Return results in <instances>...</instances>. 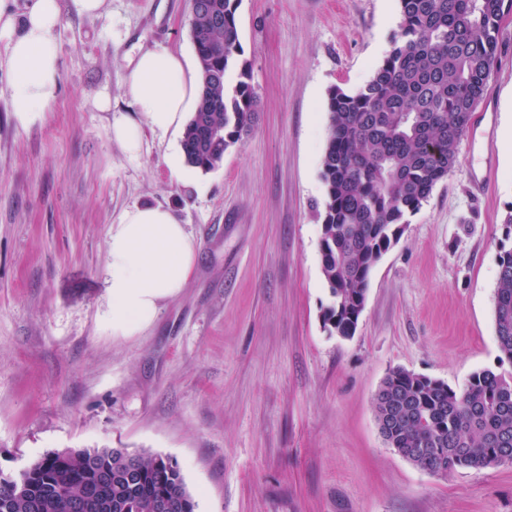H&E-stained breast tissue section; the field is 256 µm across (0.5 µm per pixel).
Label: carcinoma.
<instances>
[{
  "label": "carcinoma",
  "mask_w": 512,
  "mask_h": 512,
  "mask_svg": "<svg viewBox=\"0 0 512 512\" xmlns=\"http://www.w3.org/2000/svg\"><path fill=\"white\" fill-rule=\"evenodd\" d=\"M208 3L222 22L193 10L202 90L182 136L187 164L203 171L241 140L256 105L239 0ZM398 8L400 30L370 80L353 92L336 86L327 94L320 254L330 296L323 322L331 335L354 334L372 268L455 165L512 0H398ZM502 226L495 333L501 360L512 364V210ZM373 411L387 446L437 475L512 456V373L477 371L456 390L395 367ZM163 498L173 512H196L177 463L146 451H51L28 465L21 482L0 471V512H156Z\"/></svg>",
  "instance_id": "obj_1"
}]
</instances>
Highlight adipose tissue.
Segmentation results:
<instances>
[{
    "mask_svg": "<svg viewBox=\"0 0 512 512\" xmlns=\"http://www.w3.org/2000/svg\"><path fill=\"white\" fill-rule=\"evenodd\" d=\"M62 0H29L16 14L13 0H0V42L11 77L14 121L27 128L45 120L60 90L59 45L55 30ZM199 74L164 46L141 53L126 86L129 113L112 118L113 139L131 156L142 148L144 130L181 128L195 111ZM108 291L113 335H138L150 325L161 300L176 296L195 268L198 245L176 216L161 206L142 205L120 215L107 241Z\"/></svg>",
    "mask_w": 512,
    "mask_h": 512,
    "instance_id": "obj_1",
    "label": "adipose tissue"
}]
</instances>
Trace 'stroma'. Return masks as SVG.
Returning <instances> with one entry per match:
<instances>
[{
  "label": "stroma",
  "instance_id": "1",
  "mask_svg": "<svg viewBox=\"0 0 512 512\" xmlns=\"http://www.w3.org/2000/svg\"><path fill=\"white\" fill-rule=\"evenodd\" d=\"M397 0H240L257 108L210 172L172 165L182 134L111 135L132 63L197 57L191 0L65 9L60 94L17 126L0 71V470L63 449L176 461L196 512H512V465L448 477L384 443L372 410L390 369L462 389L501 361L494 296L512 209V14L457 160L373 267L353 336L328 334L321 272L327 93L362 87L399 31ZM488 177L485 193L473 184ZM171 209L199 255L153 323L109 336L107 241L135 205Z\"/></svg>",
  "mask_w": 512,
  "mask_h": 512
}]
</instances>
